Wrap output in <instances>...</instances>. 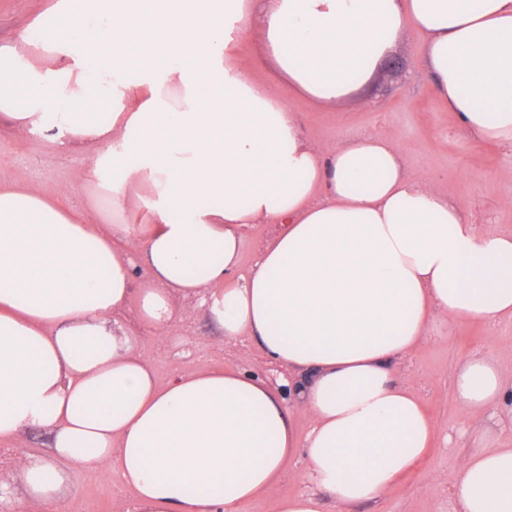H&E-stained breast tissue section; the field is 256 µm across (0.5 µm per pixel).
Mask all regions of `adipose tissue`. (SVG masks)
<instances>
[{
  "mask_svg": "<svg viewBox=\"0 0 512 512\" xmlns=\"http://www.w3.org/2000/svg\"><path fill=\"white\" fill-rule=\"evenodd\" d=\"M52 12L38 46L0 47V117L103 149L85 213L0 187V442L48 437L20 463L23 494L0 502L68 512V469L108 466L142 512H242L298 455L314 489L279 512L382 497L434 436L396 368L460 320H512V231L478 229L409 179L394 138L319 147L278 85L338 109L410 20L458 124L512 142V0H55ZM255 29L267 80L240 62ZM132 202L149 223L126 221ZM249 224L278 231L241 276ZM192 298L224 339L287 365V391L233 367L159 384L120 318L163 338ZM453 379L464 409L512 414L495 357ZM448 482L459 512H512V448L481 434Z\"/></svg>",
  "mask_w": 512,
  "mask_h": 512,
  "instance_id": "obj_1",
  "label": "adipose tissue"
}]
</instances>
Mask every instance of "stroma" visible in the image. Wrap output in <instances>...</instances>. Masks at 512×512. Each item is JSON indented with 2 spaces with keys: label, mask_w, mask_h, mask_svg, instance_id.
<instances>
[{
  "label": "stroma",
  "mask_w": 512,
  "mask_h": 512,
  "mask_svg": "<svg viewBox=\"0 0 512 512\" xmlns=\"http://www.w3.org/2000/svg\"><path fill=\"white\" fill-rule=\"evenodd\" d=\"M51 2L0 0V46L15 44L23 35L37 38L33 21ZM425 41L415 25H407L371 79L338 111L316 108L284 83L279 92L297 113L308 139L330 148L360 133L394 137L410 178L426 179L448 192L478 228L512 230V146L476 142L442 107L421 66ZM91 155L88 148L59 147L42 133H18L0 119V184L37 188L80 212L90 193L85 174ZM141 351L162 383L204 368L228 367L246 370L277 389L288 379L287 366L269 362L256 342L218 336L195 301L185 302L169 337L144 339ZM477 352L492 354L511 373L512 322L492 328L473 321L458 323L451 337L428 340L398 366V376L417 389L435 426V438L418 467L378 501L357 505L352 512H456L448 478L473 439L489 430L503 447H512L511 420L464 410L456 398L452 370ZM46 443V435L32 430L0 445V480L20 485L17 460L46 453ZM305 469L304 458L295 457L275 496L257 499L244 512H278L280 499L309 492ZM69 483L75 490L70 512H137L132 494L121 488L110 467L70 471Z\"/></svg>",
  "instance_id": "obj_1"
}]
</instances>
